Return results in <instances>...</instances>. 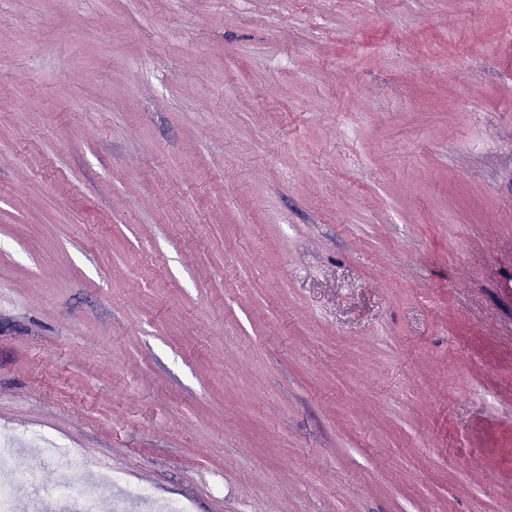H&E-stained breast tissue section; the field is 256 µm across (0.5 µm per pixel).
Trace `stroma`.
Segmentation results:
<instances>
[{"mask_svg": "<svg viewBox=\"0 0 512 512\" xmlns=\"http://www.w3.org/2000/svg\"><path fill=\"white\" fill-rule=\"evenodd\" d=\"M21 431L101 512H512V0H0ZM28 439L32 447L42 448L43 454L58 456L65 461L70 469L80 470L83 468V460L75 448H61L60 445L36 434L29 435Z\"/></svg>", "mask_w": 512, "mask_h": 512, "instance_id": "35a3bbf8", "label": "stroma"}]
</instances>
